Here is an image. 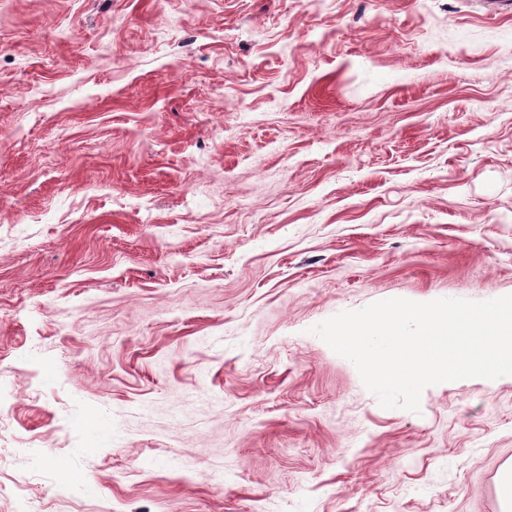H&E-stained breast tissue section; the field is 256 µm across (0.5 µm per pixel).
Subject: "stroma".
<instances>
[{"label":"stroma","instance_id":"1","mask_svg":"<svg viewBox=\"0 0 512 512\" xmlns=\"http://www.w3.org/2000/svg\"><path fill=\"white\" fill-rule=\"evenodd\" d=\"M505 295L512 12L0 0V512H501L512 378L310 329Z\"/></svg>","mask_w":512,"mask_h":512}]
</instances>
